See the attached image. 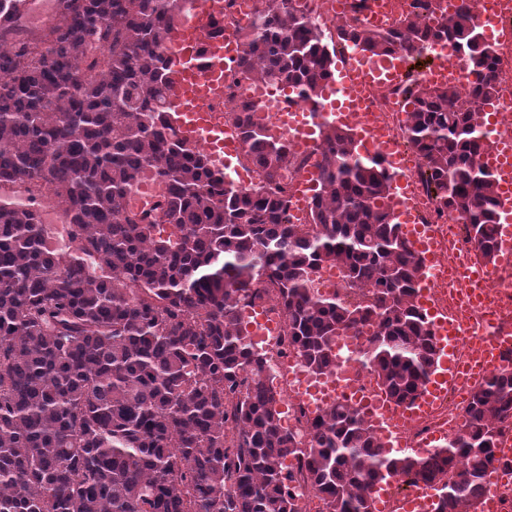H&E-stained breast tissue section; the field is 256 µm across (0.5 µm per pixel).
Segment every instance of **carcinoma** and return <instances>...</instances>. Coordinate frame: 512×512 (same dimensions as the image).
<instances>
[{
	"mask_svg": "<svg viewBox=\"0 0 512 512\" xmlns=\"http://www.w3.org/2000/svg\"><path fill=\"white\" fill-rule=\"evenodd\" d=\"M433 2L416 0V13L376 30L359 0L339 39L410 62L451 44L477 100L492 104L493 46L468 6L425 21ZM191 7L54 0L56 24L38 35L22 0H0V186L47 193L69 219L58 251L37 210L0 199V512H302L300 488L327 512H373V487L389 478L431 486L435 512H478L497 437L512 425V369L475 391L441 448L388 450L345 404L321 411L303 449L282 426L242 309L275 290L289 347L319 373L336 365V337L375 321L359 360L410 404L436 356L414 301L422 265L379 207L385 170L347 129L322 130L307 226L288 220V148L265 134L254 104L241 102L233 120L258 185L235 186L184 143L167 118L165 51ZM239 37L238 78L320 102L334 60L299 0H257ZM402 95L427 186L492 262L499 203L478 161L483 116L456 105L449 85L409 80ZM144 180L163 186L152 222L126 209ZM323 266L360 293L317 294Z\"/></svg>",
	"mask_w": 512,
	"mask_h": 512,
	"instance_id": "carcinoma-1",
	"label": "carcinoma"
}]
</instances>
